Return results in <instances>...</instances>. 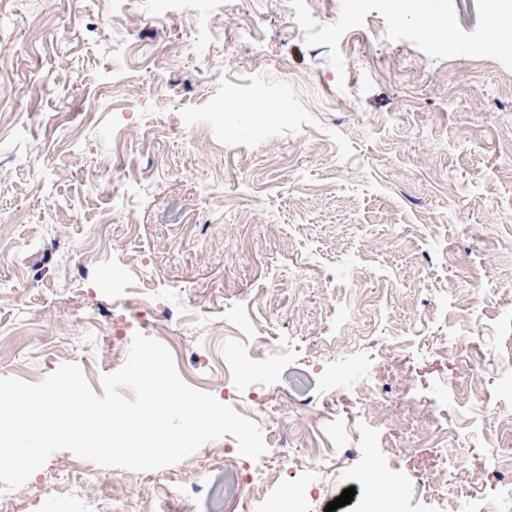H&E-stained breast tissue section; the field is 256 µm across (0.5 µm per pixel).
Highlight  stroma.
Instances as JSON below:
<instances>
[{
    "instance_id": "obj_1",
    "label": "stroma",
    "mask_w": 512,
    "mask_h": 512,
    "mask_svg": "<svg viewBox=\"0 0 512 512\" xmlns=\"http://www.w3.org/2000/svg\"><path fill=\"white\" fill-rule=\"evenodd\" d=\"M421 9L0 0V376L99 395L140 333L259 424L254 495L512 512V45L492 0ZM237 449L77 489L60 450L0 512H240Z\"/></svg>"
}]
</instances>
